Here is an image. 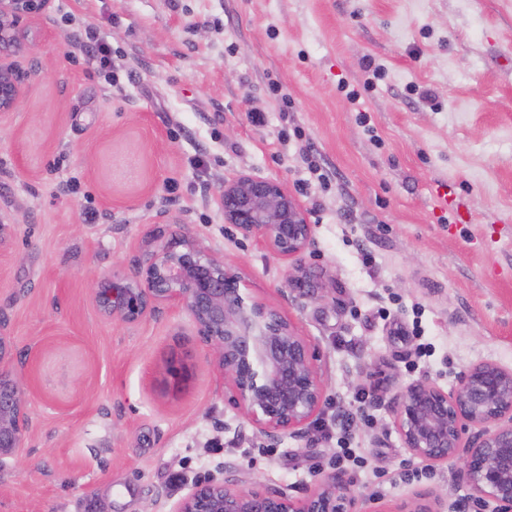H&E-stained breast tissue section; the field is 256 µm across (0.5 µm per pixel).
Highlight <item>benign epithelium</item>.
I'll use <instances>...</instances> for the list:
<instances>
[{
  "label": "benign epithelium",
  "mask_w": 512,
  "mask_h": 512,
  "mask_svg": "<svg viewBox=\"0 0 512 512\" xmlns=\"http://www.w3.org/2000/svg\"><path fill=\"white\" fill-rule=\"evenodd\" d=\"M52 0H0V112L22 98V77L4 52L21 44L22 21ZM224 223L291 264L290 290L315 299L320 288L306 263L313 227L298 201L270 178L239 174L220 193ZM99 311L135 323L157 302L183 307L224 371L241 417L260 436L305 437L326 402L327 382L295 325L265 302L245 294L224 262L186 239L149 252L131 278L93 285ZM10 337L0 333V458L21 456L28 428L26 401L11 365ZM398 434L412 456L433 467H455L457 480L478 502L512 512V369L483 361L467 367L447 391L428 379L401 387L392 399ZM438 494L419 495L414 507L392 512H441ZM353 489L341 469L325 473L297 498L256 481L243 486L241 469L226 462L222 477L200 482L172 512H384Z\"/></svg>",
  "instance_id": "1"
}]
</instances>
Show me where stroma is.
<instances>
[{
  "label": "stroma",
  "mask_w": 512,
  "mask_h": 512,
  "mask_svg": "<svg viewBox=\"0 0 512 512\" xmlns=\"http://www.w3.org/2000/svg\"><path fill=\"white\" fill-rule=\"evenodd\" d=\"M23 27L24 93L0 115V333L29 429L0 459V512H171L227 462L302 497L342 437L380 505L434 489L442 512H495L407 451L390 406L419 379L512 368V0H52ZM88 28L107 62L75 41ZM241 173L306 209L322 299L289 297V264L225 224ZM175 234L314 350L328 388L308 436L242 422L185 309L99 312L93 283ZM173 358L191 371L176 394Z\"/></svg>",
  "instance_id": "1"
}]
</instances>
